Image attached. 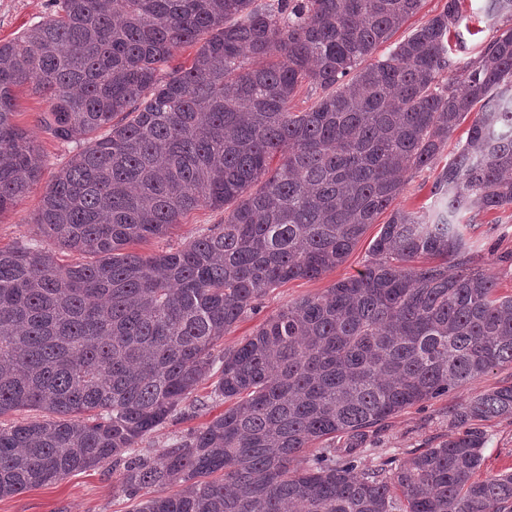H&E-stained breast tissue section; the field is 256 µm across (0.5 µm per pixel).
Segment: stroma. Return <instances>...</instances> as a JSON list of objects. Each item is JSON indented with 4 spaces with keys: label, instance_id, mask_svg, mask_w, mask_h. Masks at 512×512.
Instances as JSON below:
<instances>
[{
    "label": "stroma",
    "instance_id": "35a3bbf8",
    "mask_svg": "<svg viewBox=\"0 0 512 512\" xmlns=\"http://www.w3.org/2000/svg\"><path fill=\"white\" fill-rule=\"evenodd\" d=\"M485 4L486 0H463L462 18L457 27L459 35L449 43L453 57L464 61L476 59L482 46L492 37L493 28L486 16ZM56 8L55 0H0V43L21 36ZM47 109L48 104L41 96L27 90L19 92L15 121L32 132L46 166L40 181L26 198L17 207L0 214L2 247L39 239L32 219L43 193L77 150L76 144L57 140L40 127L39 118ZM436 175V170L428 168L408 176L393 203L394 208L415 211L431 208L434 204L431 189ZM223 219V211L197 209L183 218L170 235L133 244L132 250L151 256L180 247ZM379 231V225H369L346 260L320 278L291 280L273 288L260 300L256 311L247 314L225 334L217 344L218 349L237 346L289 303L320 294L333 283L357 274L363 269L369 247ZM466 237L474 265L490 269L498 276L499 295H512V207L478 215L474 226L467 229ZM506 382H512L511 365L495 368L458 389L390 417L374 430L360 452V467L394 471L413 453L434 447L457 434L451 416L461 404ZM212 388V380L203 381L171 420L142 440V447H166L223 413L225 405L222 400L213 398ZM483 427L488 438L483 450L484 472L512 471V417L491 419L484 422ZM121 471V466L107 463L72 473L51 486L0 497V512H133L135 500L115 490Z\"/></svg>",
    "mask_w": 512,
    "mask_h": 512
}]
</instances>
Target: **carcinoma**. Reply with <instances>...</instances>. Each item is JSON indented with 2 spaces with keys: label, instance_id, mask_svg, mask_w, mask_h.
<instances>
[{
  "label": "carcinoma",
  "instance_id": "obj_1",
  "mask_svg": "<svg viewBox=\"0 0 512 512\" xmlns=\"http://www.w3.org/2000/svg\"><path fill=\"white\" fill-rule=\"evenodd\" d=\"M422 2L59 0L0 44V213L44 167L13 121L18 88L45 97L46 132L82 145L33 219L49 248L0 247V417L50 415L0 425V497L110 461L134 512H512V473L476 478L480 423L512 416V383L391 474L357 465L384 420L512 365V296L456 223L512 206V0H487L506 22L464 65L448 53L461 0L365 64ZM305 84L317 100L293 112ZM468 118L433 211H391L364 269L214 352L270 289L340 265ZM200 206L224 221L126 251ZM216 367L224 413L142 452Z\"/></svg>",
  "mask_w": 512,
  "mask_h": 512
}]
</instances>
